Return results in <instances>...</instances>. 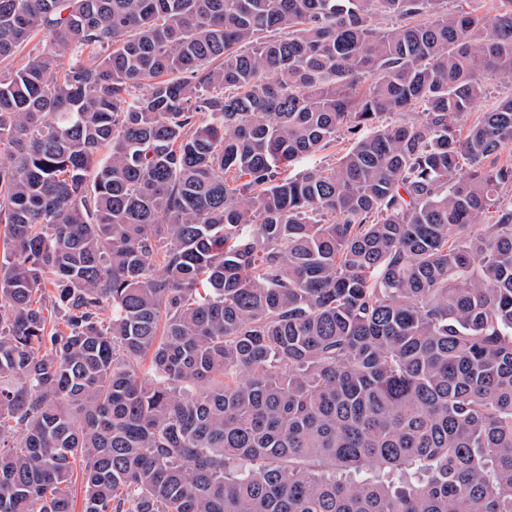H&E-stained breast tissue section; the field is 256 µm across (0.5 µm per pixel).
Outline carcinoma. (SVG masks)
Returning <instances> with one entry per match:
<instances>
[{
    "label": "carcinoma",
    "mask_w": 512,
    "mask_h": 512,
    "mask_svg": "<svg viewBox=\"0 0 512 512\" xmlns=\"http://www.w3.org/2000/svg\"><path fill=\"white\" fill-rule=\"evenodd\" d=\"M445 2L0 0V512H512V0ZM338 136L339 138L338 141L336 142V148H333L324 153L317 154L316 156L303 159L298 164L293 165V167L291 168L292 173L294 174L305 168L312 167L315 164L322 163L324 161L332 159V157H330V154L334 151H336V157L342 155L350 147L351 140L343 132H340Z\"/></svg>",
    "instance_id": "obj_1"
}]
</instances>
